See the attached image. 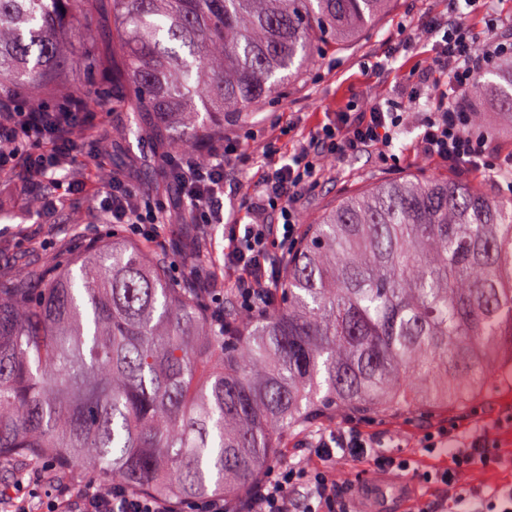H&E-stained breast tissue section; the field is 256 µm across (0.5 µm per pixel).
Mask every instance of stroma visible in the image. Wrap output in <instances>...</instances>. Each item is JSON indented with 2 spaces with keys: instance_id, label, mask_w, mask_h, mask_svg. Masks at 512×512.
<instances>
[{
  "instance_id": "1",
  "label": "stroma",
  "mask_w": 512,
  "mask_h": 512,
  "mask_svg": "<svg viewBox=\"0 0 512 512\" xmlns=\"http://www.w3.org/2000/svg\"><path fill=\"white\" fill-rule=\"evenodd\" d=\"M447 14L448 0H393L373 27L302 70L251 113L226 117L225 141L248 138L251 156L226 170L227 179L240 182L241 193L225 197V207L248 203L267 147H274L283 156L291 154L297 149L302 134L343 111L346 104L397 98L405 86L410 60L399 56L389 70L380 73L371 69V62L382 59L401 40L403 26ZM46 95L52 99L82 97L94 102V124L99 135L87 139V153L94 155L99 149H106L105 162L111 170L134 176L139 188L150 197L166 198L167 184L160 167V155L166 143L180 138L181 132L174 125L157 127L150 113L130 111L128 105L133 97L130 82L120 83L113 92L100 95L89 82L86 70L80 68L66 72ZM420 119V113L410 114L399 127L394 139V151L399 157L395 165H381L365 154L327 163L315 187L300 202L302 223H312L327 208L381 181L447 178L449 172L445 167L421 160L413 150ZM96 218L94 196L90 193L76 196L66 208L50 216L41 215L31 197L10 196L8 202L0 204V272L9 273L20 262L41 267L55 258L62 260L87 252L84 228ZM227 235L220 224L200 227L169 224L152 248L166 260L174 279H183L189 265L201 277L219 276L223 273ZM504 410H512L510 394L496 395L468 408L436 412L425 418L390 414L362 422L361 427L369 436L403 447L405 453L416 456L427 466L432 459L418 446L422 434L434 425H447L465 416L476 426L491 427L493 440L511 452L512 428L493 425ZM348 419V414L343 412L333 417H318L309 431L290 434L285 448L278 453V464L316 466L318 460L308 444L312 432L336 428ZM396 485L397 493L389 496L385 504L387 512H407L412 506L429 508L443 498L441 490L420 483L412 475L398 479Z\"/></svg>"
}]
</instances>
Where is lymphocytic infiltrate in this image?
Wrapping results in <instances>:
<instances>
[{"label":"lymphocytic infiltrate","instance_id":"f902f5d3","mask_svg":"<svg viewBox=\"0 0 512 512\" xmlns=\"http://www.w3.org/2000/svg\"><path fill=\"white\" fill-rule=\"evenodd\" d=\"M485 2L448 0L446 17L427 18L418 36H406L395 44L391 50L395 56L419 45L431 47L410 73V96L402 111L372 103L353 112L337 113L334 122L316 127L286 162H267L264 183L248 205L250 222L243 232L232 233L231 243L224 250V270L234 278L241 307L255 311L270 302L272 287L283 276V265L279 255L272 253L270 239L277 235L288 244L297 241L299 204L317 183L321 163L361 153L381 161L391 159L402 112L417 111L421 100H428L433 111L420 124L415 141L418 155L458 173L495 175L501 166L498 151L488 134L470 131L472 115L466 102L478 75L512 54V41L501 39L497 33L505 24L502 17L489 23L484 40H476L471 17ZM92 118L89 104L73 97L52 104L0 105V174L18 171L32 179L56 180L61 171L76 162L80 153L77 131ZM237 151L233 145L225 154L184 149L164 153L167 184L194 223H223L226 156ZM95 179L99 188L97 208L107 222L122 226L135 237L156 240L160 219L168 211L166 203L144 197L123 179L111 175L104 161H97ZM422 446L441 460L422 478L451 491L449 512H512L511 483L467 493L456 490L465 472L502 466V459L488 452L490 438L486 431L467 423L452 429L440 426L424 436ZM315 454L321 467L270 468L237 499V506L245 512H349V488L330 470V461L368 457L384 476H403L414 469L410 455L388 449L383 440L366 435L352 421L320 434ZM178 509L176 503L139 495L118 484L105 492L90 485L77 493L60 484L45 512Z\"/></svg>","mask_w":512,"mask_h":512}]
</instances>
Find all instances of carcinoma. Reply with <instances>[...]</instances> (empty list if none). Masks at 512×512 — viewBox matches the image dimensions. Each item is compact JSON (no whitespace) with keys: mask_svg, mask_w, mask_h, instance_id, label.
I'll list each match as a JSON object with an SVG mask.
<instances>
[{"mask_svg":"<svg viewBox=\"0 0 512 512\" xmlns=\"http://www.w3.org/2000/svg\"><path fill=\"white\" fill-rule=\"evenodd\" d=\"M97 0H0V102L88 67L55 35ZM391 0H112L137 110L217 134L373 26ZM512 110V62L489 72ZM78 267L79 275L73 274ZM273 308L212 318L117 235L0 285V462L76 463L177 502L236 498L318 415L373 419L512 393V199L380 182L306 225Z\"/></svg>","mask_w":512,"mask_h":512,"instance_id":"carcinoma-1","label":"carcinoma"}]
</instances>
